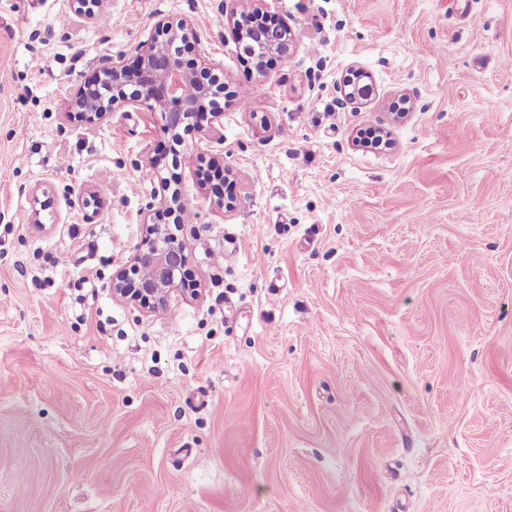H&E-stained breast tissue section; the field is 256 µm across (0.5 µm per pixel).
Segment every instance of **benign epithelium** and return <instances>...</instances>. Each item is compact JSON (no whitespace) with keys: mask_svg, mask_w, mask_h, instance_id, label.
<instances>
[{"mask_svg":"<svg viewBox=\"0 0 512 512\" xmlns=\"http://www.w3.org/2000/svg\"><path fill=\"white\" fill-rule=\"evenodd\" d=\"M106 0H71V12L82 21L98 19ZM233 13L239 14L238 42H247L254 50L252 64L263 74L266 58L277 55L291 58L298 47V39L291 32L267 26V0H228ZM150 39L135 48L136 64L129 66L123 57L112 61L103 70L105 82L112 88L113 97L106 99L98 90L86 91L75 101L74 113L81 120L94 122L114 112H148L156 120L159 130L175 136L199 111L211 95L224 92V84L214 85L202 79L212 73L218 64L198 67L187 62L178 51V43L198 38L195 21L177 22L159 18L152 26ZM195 86L194 95L185 93L186 84ZM341 107L357 108L376 95L371 84L352 78L339 88ZM167 209L182 214L186 203L180 189L161 199ZM175 228L158 227L143 247L136 249L131 264L118 270L112 277V295L138 304L151 311L167 304L178 293L184 271L191 261V253Z\"/></svg>","mask_w":512,"mask_h":512,"instance_id":"7a95c632","label":"benign epithelium"}]
</instances>
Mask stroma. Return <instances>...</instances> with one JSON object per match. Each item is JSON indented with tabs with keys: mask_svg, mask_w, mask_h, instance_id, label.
<instances>
[{
	"mask_svg": "<svg viewBox=\"0 0 512 512\" xmlns=\"http://www.w3.org/2000/svg\"><path fill=\"white\" fill-rule=\"evenodd\" d=\"M268 10L303 36L262 79L220 0H0V512H512V0ZM159 16L250 91L231 215L201 132L175 165L149 113L65 117ZM356 68L377 96L339 108ZM153 162L203 291L149 313L112 276L175 221ZM106 0H71V12L79 22L98 19L104 11Z\"/></svg>",
	"mask_w": 512,
	"mask_h": 512,
	"instance_id": "35a3bbf8",
	"label": "stroma"
}]
</instances>
